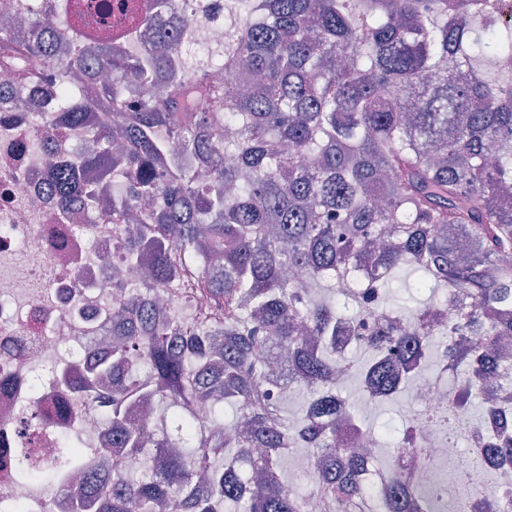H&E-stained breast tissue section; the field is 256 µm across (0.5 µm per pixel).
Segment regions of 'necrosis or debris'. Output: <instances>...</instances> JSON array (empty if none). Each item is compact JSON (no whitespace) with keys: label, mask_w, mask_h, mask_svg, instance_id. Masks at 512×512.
I'll use <instances>...</instances> for the list:
<instances>
[{"label":"necrosis or debris","mask_w":512,"mask_h":512,"mask_svg":"<svg viewBox=\"0 0 512 512\" xmlns=\"http://www.w3.org/2000/svg\"><path fill=\"white\" fill-rule=\"evenodd\" d=\"M78 138L57 123L39 130L19 95L0 98V446L21 448L30 416L48 423L39 427V456L53 460L71 429L87 436L101 465L111 467L112 432L99 414L112 402L111 389L76 399L59 382L61 372L84 365L87 347L111 335L106 309L118 308L123 282L147 299L157 284L139 270L117 260L112 227L62 220L52 198L43 191L49 171L68 160ZM421 439L417 448L396 447L395 462L416 470L420 483L439 501L463 497L464 512L480 503L502 501L512 484V464L500 466V479L471 475L467 491L448 480L449 469H462L466 459L430 420L415 417ZM83 489L69 483L60 489L27 491L0 468V506L21 505V512H78Z\"/></svg>","instance_id":"obj_1"}]
</instances>
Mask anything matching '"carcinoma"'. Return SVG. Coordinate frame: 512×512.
<instances>
[{"instance_id":"cac0c4a2","label":"carcinoma","mask_w":512,"mask_h":512,"mask_svg":"<svg viewBox=\"0 0 512 512\" xmlns=\"http://www.w3.org/2000/svg\"><path fill=\"white\" fill-rule=\"evenodd\" d=\"M223 2L224 44L195 56L186 50L203 42L200 26L181 0H149L139 16L93 2L81 15L102 30L125 21L131 39L168 18L161 50L137 57L107 38L80 41L51 4L26 29L0 27V70L29 93L33 123L47 131L62 118L98 145L49 175L45 189L61 213L112 225L128 267L149 247L166 292L208 287L214 313H224L187 331L132 294L115 321L125 343L93 347L86 366L61 375L76 396L112 386L102 421L126 462L101 479L75 429L55 464L25 455L12 477L58 488L80 474L86 512H154L165 502L171 512H305L282 469L301 445L313 454L326 512H345L366 458L336 425V336L357 326L361 360L349 361L346 378L359 377L377 399L413 381L363 321L375 304L388 308L393 351L426 359L427 320L404 326L425 312L448 365L466 368L447 409L422 417L450 436L475 399L471 430L500 417L484 387L508 378L499 341L512 337V69L501 64L512 56V15L503 0ZM31 54L46 67L29 69ZM130 84L141 89L135 104ZM218 123L236 131L222 145L212 140ZM113 128L127 144L116 154ZM221 151L237 164L214 160ZM175 153L200 166L167 167ZM106 163L128 184L109 208L81 177ZM402 268L433 293L415 312L391 300ZM454 298L465 303L448 323L437 313ZM292 389L317 392L312 406L326 421L288 414ZM129 403L153 406L155 435L131 421ZM226 403L248 428L221 439L235 426L221 423ZM492 457L512 452L477 451L469 466L478 471ZM138 465L142 475L129 477ZM410 483L401 471L388 477L387 512L417 508Z\"/></svg>"}]
</instances>
